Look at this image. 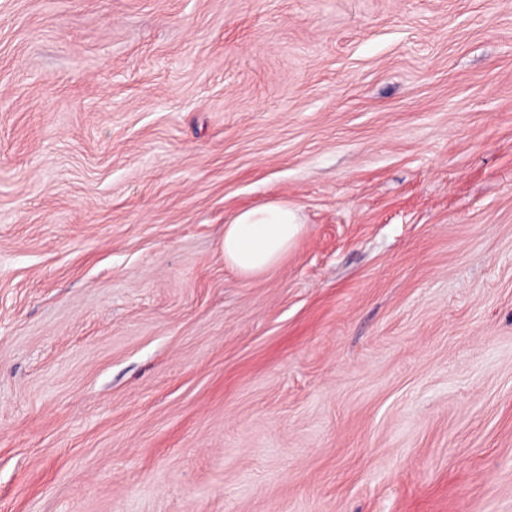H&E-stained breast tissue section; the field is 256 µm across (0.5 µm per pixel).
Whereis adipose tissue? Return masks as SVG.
<instances>
[{"label":"adipose tissue","mask_w":512,"mask_h":512,"mask_svg":"<svg viewBox=\"0 0 512 512\" xmlns=\"http://www.w3.org/2000/svg\"><path fill=\"white\" fill-rule=\"evenodd\" d=\"M304 231L300 208L287 201L243 210L224 227V263L242 277L259 276L276 266Z\"/></svg>","instance_id":"obj_1"}]
</instances>
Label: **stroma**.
Returning <instances> with one entry per match:
<instances>
[{
  "label": "stroma",
  "instance_id": "stroma-1",
  "mask_svg": "<svg viewBox=\"0 0 512 512\" xmlns=\"http://www.w3.org/2000/svg\"><path fill=\"white\" fill-rule=\"evenodd\" d=\"M0 512H512V0H0ZM305 226L300 208L285 200L243 210L224 226V263L244 278L259 276L282 260Z\"/></svg>",
  "mask_w": 512,
  "mask_h": 512
}]
</instances>
